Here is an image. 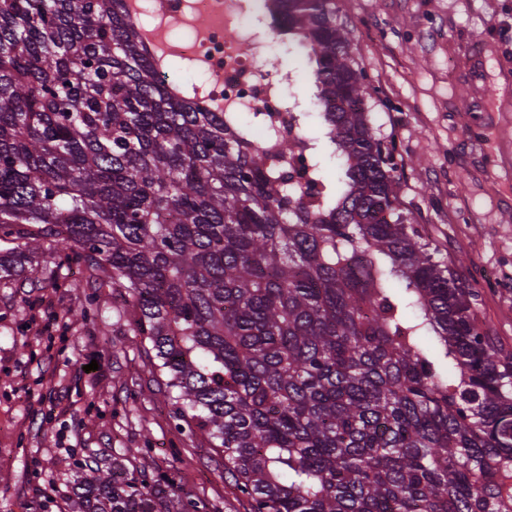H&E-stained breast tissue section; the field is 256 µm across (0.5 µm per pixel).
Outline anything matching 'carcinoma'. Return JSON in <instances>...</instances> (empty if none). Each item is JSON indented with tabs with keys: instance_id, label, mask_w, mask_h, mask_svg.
Returning a JSON list of instances; mask_svg holds the SVG:
<instances>
[{
	"instance_id": "cac0c4a2",
	"label": "carcinoma",
	"mask_w": 512,
	"mask_h": 512,
	"mask_svg": "<svg viewBox=\"0 0 512 512\" xmlns=\"http://www.w3.org/2000/svg\"><path fill=\"white\" fill-rule=\"evenodd\" d=\"M324 140L161 76L125 0H0V281L47 241L123 288L251 512H512V358L404 216L333 0H278ZM339 165L331 173L328 160ZM71 512H190L122 458Z\"/></svg>"
}]
</instances>
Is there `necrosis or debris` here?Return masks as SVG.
<instances>
[{"label": "necrosis or debris", "mask_w": 512, "mask_h": 512, "mask_svg": "<svg viewBox=\"0 0 512 512\" xmlns=\"http://www.w3.org/2000/svg\"><path fill=\"white\" fill-rule=\"evenodd\" d=\"M262 0H147L143 6L165 24L181 21L188 27L178 40L168 41L165 55L201 71L206 86L195 97L201 109L214 107L234 113L242 122L254 113L273 115L287 125L292 112H308L310 101L295 90L293 70L283 67L269 75L265 62L285 47L278 20L272 14L252 18V9ZM250 27H243L244 18Z\"/></svg>", "instance_id": "1"}]
</instances>
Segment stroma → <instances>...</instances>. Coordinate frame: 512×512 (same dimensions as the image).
<instances>
[{"label": "stroma", "instance_id": "1", "mask_svg": "<svg viewBox=\"0 0 512 512\" xmlns=\"http://www.w3.org/2000/svg\"><path fill=\"white\" fill-rule=\"evenodd\" d=\"M376 92L372 126L403 159L401 207L440 258H463L478 320L512 354V0H334ZM478 43L479 55L469 52ZM480 105L463 110L462 90ZM51 248L0 284V512H68L77 476L133 449L134 476L177 481L198 512H249L224 456L172 413L125 304ZM67 284L52 287V272ZM97 369H90V362Z\"/></svg>", "mask_w": 512, "mask_h": 512}]
</instances>
